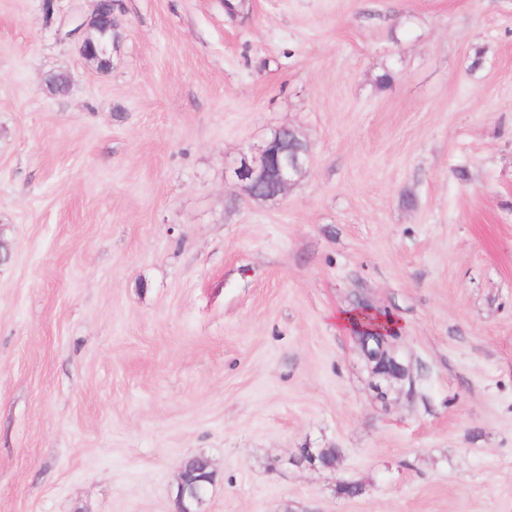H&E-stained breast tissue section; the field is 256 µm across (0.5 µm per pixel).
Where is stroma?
Instances as JSON below:
<instances>
[{
	"label": "stroma",
	"instance_id": "obj_1",
	"mask_svg": "<svg viewBox=\"0 0 512 512\" xmlns=\"http://www.w3.org/2000/svg\"><path fill=\"white\" fill-rule=\"evenodd\" d=\"M42 4L0 0V512H178L200 454L204 512H512V0H113L106 72ZM281 126L308 172L251 200ZM257 148L239 151L231 175L243 194L255 200L273 199L301 180L307 171L310 151L288 146L283 134L294 136L295 130L281 126ZM386 356H380L368 360V367L375 378V389L382 397L388 395L397 387L403 389L405 382L410 377V366L404 364L398 354L387 349Z\"/></svg>",
	"mask_w": 512,
	"mask_h": 512
}]
</instances>
